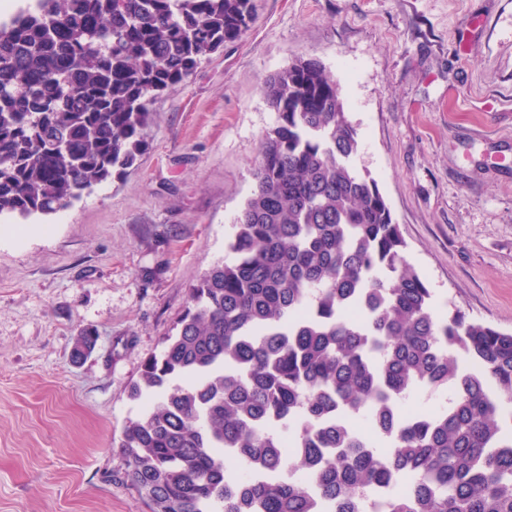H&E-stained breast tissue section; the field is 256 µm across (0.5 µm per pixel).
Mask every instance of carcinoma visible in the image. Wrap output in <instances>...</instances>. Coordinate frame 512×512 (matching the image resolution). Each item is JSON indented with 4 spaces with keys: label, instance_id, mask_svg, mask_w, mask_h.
<instances>
[{
    "label": "carcinoma",
    "instance_id": "1",
    "mask_svg": "<svg viewBox=\"0 0 512 512\" xmlns=\"http://www.w3.org/2000/svg\"><path fill=\"white\" fill-rule=\"evenodd\" d=\"M253 9L33 0L0 20V216L65 210L133 167L153 100L240 40ZM261 92L277 121L233 259L190 289L132 385L127 480L150 512H512V333L434 316L320 60L296 58Z\"/></svg>",
    "mask_w": 512,
    "mask_h": 512
}]
</instances>
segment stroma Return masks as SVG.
<instances>
[{
  "mask_svg": "<svg viewBox=\"0 0 512 512\" xmlns=\"http://www.w3.org/2000/svg\"><path fill=\"white\" fill-rule=\"evenodd\" d=\"M241 40L153 104L147 149L67 210L0 218V512H150L118 450L129 390L230 261L297 57L335 78L438 315L512 333V0H254ZM83 329L94 351L71 357Z\"/></svg>",
  "mask_w": 512,
  "mask_h": 512,
  "instance_id": "stroma-1",
  "label": "stroma"
}]
</instances>
